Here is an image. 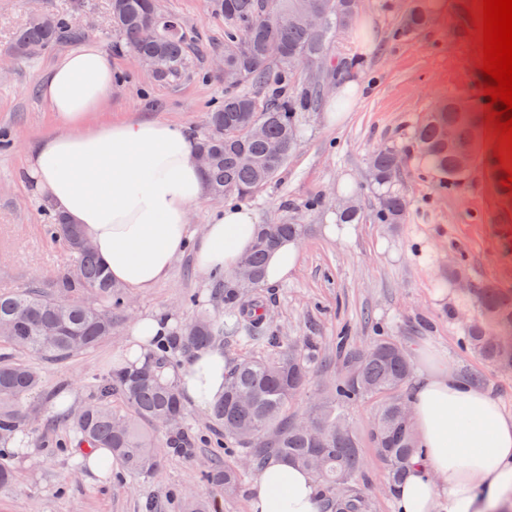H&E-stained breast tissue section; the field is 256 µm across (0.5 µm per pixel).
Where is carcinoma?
<instances>
[{
	"instance_id": "obj_1",
	"label": "carcinoma",
	"mask_w": 512,
	"mask_h": 512,
	"mask_svg": "<svg viewBox=\"0 0 512 512\" xmlns=\"http://www.w3.org/2000/svg\"><path fill=\"white\" fill-rule=\"evenodd\" d=\"M224 11V66L237 79L224 85V100L208 113V131L199 151L209 156L203 168L208 192L216 197L245 201L268 185L286 166L299 138V115L315 110L322 95L318 83L301 84L295 74L301 66L323 63L327 43L348 28L358 11V0H220ZM319 12L322 24L308 27L302 16ZM426 14L410 6L392 29L391 38L405 40L423 29ZM111 23L135 55L156 57L153 77L169 82L189 69L190 45L182 23L161 13L156 0H111ZM75 36L70 19L44 14L31 20L6 50L28 58L44 47ZM256 88L266 93L260 101ZM456 126V140L448 145L445 129ZM481 118L473 111L459 114L452 101L435 106L414 128L416 152L437 170L450 176L440 194L453 191L466 177L454 155L464 150L475 155ZM280 147L278 154L272 147ZM403 153L395 145L375 151L370 173L379 190L377 218L383 224H401L406 199L394 189ZM46 231L63 241L75 255L73 270L54 285L55 292L20 288L0 292V445L27 447L32 431L26 425L40 403L52 398L35 366L20 359L31 355L42 362H66L96 347L112 335V307L126 297L92 249L79 246L82 233L61 214L51 217ZM302 224H260L251 251L240 267L249 269L254 285L265 274L268 253L283 238H299ZM90 290L103 302L100 307L72 298ZM224 314L199 310L164 338L165 353H184L215 347L228 339L273 352L249 355L230 367L224 393L207 411L218 429L215 448H233L232 460L200 474L208 491L185 498L181 512H221L224 497L234 494L246 470L277 455L298 468L314 473L324 512H369V501L359 487L361 449L349 425V411L359 402L375 404L372 443L386 470V488L396 494L401 481L422 461L404 387L411 377L406 347L392 336H377L359 351L343 354L348 375L338 377L306 412L310 426L301 428L288 416V405L307 387L318 359L303 346L288 342L271 330L263 308L234 276L223 290ZM479 319L466 331V345L484 362L512 366V348L498 343L500 330L512 329V293L484 284L473 290ZM118 399L125 410L113 407ZM184 405L178 389L163 383L157 364L135 368L128 353L118 356L112 375L95 385L88 402L66 414L68 427L90 448H106L112 457L98 460L107 474L112 459L136 477L151 478L162 466L159 448H183Z\"/></svg>"
}]
</instances>
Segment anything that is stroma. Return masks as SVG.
I'll list each match as a JSON object with an SVG mask.
<instances>
[{"mask_svg": "<svg viewBox=\"0 0 512 512\" xmlns=\"http://www.w3.org/2000/svg\"><path fill=\"white\" fill-rule=\"evenodd\" d=\"M162 13L180 18L188 40L202 48L177 81H155L122 48L110 25L111 0H0V50L36 13L71 14L81 21L80 34L23 60L0 68V291L37 288L50 291L57 275L73 265L67 248L47 235L50 205L27 185L25 158L37 142L57 129L43 100L42 87L51 67L82 40H97L112 53L116 80L112 94L97 113L100 121L158 120L206 131V117L224 98L221 62L224 14L219 0H157ZM362 14L371 18L374 37L361 40L354 29L338 33L326 60L336 64L360 59L355 71L364 88L348 121L330 128L322 114L336 94V77L322 69L302 68L301 83L321 81L316 111L300 118L299 146L286 169L246 200L259 224L304 225L302 256L288 281L265 284L254 293L271 329L307 345L330 359L329 369H315L291 413L302 412L320 389L343 372L337 347L361 349L376 335L407 344L413 368L419 355L432 351L462 378L478 375L512 413V372L490 366L465 345L467 324L477 314L467 290L442 287L450 265L464 263L472 284H491L512 291V215L504 216L479 163H472L459 188L438 192L439 180L413 152L412 128L439 102L470 98L482 115L491 109L472 75L482 58L480 42L471 39L455 18L432 19L403 41L390 37L397 13L380 0H364ZM395 144L409 154L397 190L408 200L404 223L382 224L375 218L378 192L369 161L380 147ZM354 205L360 218L352 235L335 238L326 224L343 206ZM200 296L208 310L223 311L217 277L200 273L194 250H185L165 281L145 292L129 293L127 307L112 311V334L94 349L58 365L44 366L48 387L81 406L94 378L108 373L113 357L127 346L134 317L165 313L173 321L190 320L185 304ZM58 399L44 403L36 426L42 445L15 456L13 484L0 488V512H178L180 499L203 492L199 474L213 462L205 443L216 433L208 417L186 408L191 449H165L160 471L150 479L131 476L120 462L112 474L95 480L84 470L80 443L57 413ZM373 406L352 407L350 425L361 442L360 487L370 512H398L395 497L386 495L385 466L371 440Z\"/></svg>", "mask_w": 512, "mask_h": 512, "instance_id": "1", "label": "stroma"}]
</instances>
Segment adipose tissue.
Returning <instances> with one entry per match:
<instances>
[{
    "label": "adipose tissue",
    "instance_id": "ef3b65f1",
    "mask_svg": "<svg viewBox=\"0 0 512 512\" xmlns=\"http://www.w3.org/2000/svg\"><path fill=\"white\" fill-rule=\"evenodd\" d=\"M113 83L112 60L94 39L53 66L43 98L60 127L28 155L26 176L39 197L81 227L115 283L145 291L182 254L189 215L207 187L198 143L184 128L156 120L88 127ZM256 232L250 209L224 207L199 238L200 271L233 274ZM299 261L297 239L281 240L267 256L265 283L288 280ZM170 321L150 314L134 322L135 363L146 360L152 338L166 335ZM228 369L223 350L210 348L162 377L201 411L223 394ZM410 405L428 453L397 490L399 512H512V414L432 358L417 374ZM250 512H322L315 477L269 458L252 485Z\"/></svg>",
    "mask_w": 512,
    "mask_h": 512
}]
</instances>
